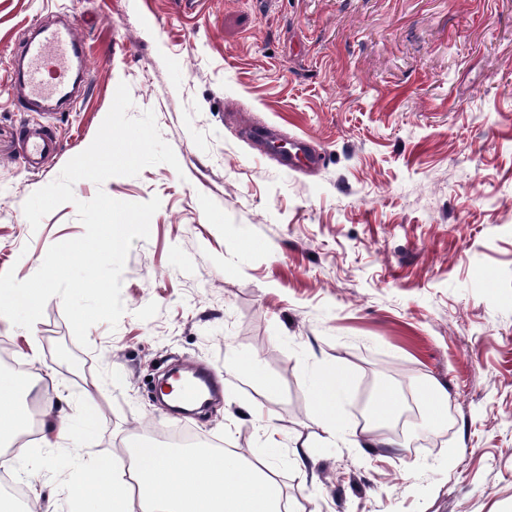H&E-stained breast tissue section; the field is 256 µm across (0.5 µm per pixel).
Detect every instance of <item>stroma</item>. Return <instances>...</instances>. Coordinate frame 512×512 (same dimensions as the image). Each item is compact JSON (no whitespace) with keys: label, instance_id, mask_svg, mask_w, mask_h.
I'll use <instances>...</instances> for the list:
<instances>
[{"label":"stroma","instance_id":"stroma-1","mask_svg":"<svg viewBox=\"0 0 512 512\" xmlns=\"http://www.w3.org/2000/svg\"><path fill=\"white\" fill-rule=\"evenodd\" d=\"M57 18L86 42L89 91L68 110L16 111L21 31ZM122 82L178 167L77 181L75 203L31 228L25 201L91 144ZM251 123L311 138L322 164L260 155ZM27 125L59 140L39 173ZM100 189L161 202L127 256L117 326L80 345L57 297L32 328L0 319L26 369L20 416L88 420L74 443L0 449V481L19 482L32 512H75L71 484L168 430L256 452L269 423L297 512H512V0H0V273L28 279L81 237L75 204ZM175 359L215 372L220 406L194 418L155 402L148 379ZM339 374L328 445L313 396ZM430 380L448 393L437 422ZM365 426L393 447H352Z\"/></svg>","mask_w":512,"mask_h":512}]
</instances>
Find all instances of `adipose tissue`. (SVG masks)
Segmentation results:
<instances>
[{"label": "adipose tissue", "mask_w": 512, "mask_h": 512, "mask_svg": "<svg viewBox=\"0 0 512 512\" xmlns=\"http://www.w3.org/2000/svg\"><path fill=\"white\" fill-rule=\"evenodd\" d=\"M109 482L75 484L78 512H294L275 471L227 450L136 451Z\"/></svg>", "instance_id": "adipose-tissue-1"}]
</instances>
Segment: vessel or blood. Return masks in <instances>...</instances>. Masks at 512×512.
I'll use <instances>...</instances> for the list:
<instances>
[{
    "instance_id": "obj_1",
    "label": "vessel or blood",
    "mask_w": 512,
    "mask_h": 512,
    "mask_svg": "<svg viewBox=\"0 0 512 512\" xmlns=\"http://www.w3.org/2000/svg\"><path fill=\"white\" fill-rule=\"evenodd\" d=\"M16 60L11 72L15 85L22 91L16 103L21 111L36 112L53 100L71 101L72 67L77 63L85 64L86 51L72 26L61 19L51 24H32L29 35L18 43ZM252 136L263 146L265 153L282 154L284 165L290 169L314 166L321 160L308 139H295L284 152L271 128L253 127ZM56 150L57 142L48 132L33 137L27 143V154L36 165Z\"/></svg>"
}]
</instances>
